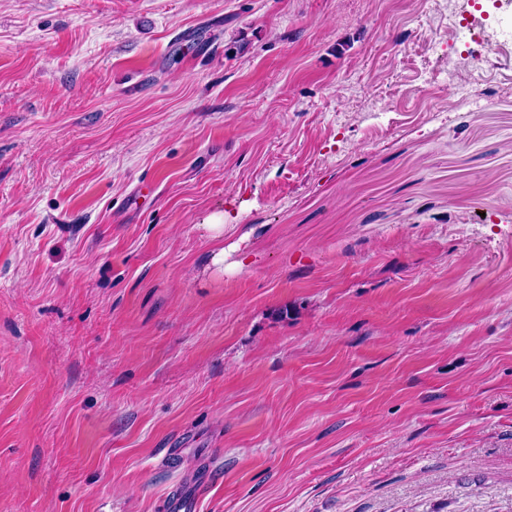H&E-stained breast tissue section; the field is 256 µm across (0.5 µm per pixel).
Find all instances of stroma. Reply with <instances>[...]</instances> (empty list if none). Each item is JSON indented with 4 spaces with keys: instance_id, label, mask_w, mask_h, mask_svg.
Listing matches in <instances>:
<instances>
[{
    "instance_id": "1",
    "label": "stroma",
    "mask_w": 512,
    "mask_h": 512,
    "mask_svg": "<svg viewBox=\"0 0 512 512\" xmlns=\"http://www.w3.org/2000/svg\"><path fill=\"white\" fill-rule=\"evenodd\" d=\"M177 493L512 512V44L432 0H0V512ZM459 1L461 0H435V5L442 6L443 8L448 9V20L450 22V25L453 27L456 33L459 35H464L465 37L469 35V38L471 41L473 40L474 35V22L475 17L472 16V20L470 21L469 25H464L463 21L466 20L465 15L461 12L465 11L464 4H460ZM460 13V14H459Z\"/></svg>"
}]
</instances>
